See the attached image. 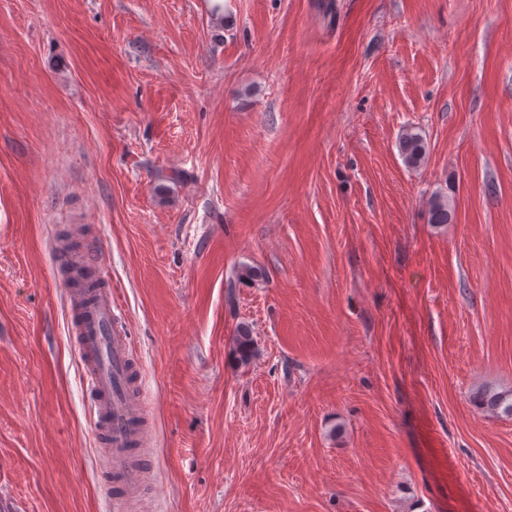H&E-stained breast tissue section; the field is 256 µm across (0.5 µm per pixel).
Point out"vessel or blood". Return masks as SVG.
<instances>
[{"label": "vessel or blood", "instance_id": "vessel-or-blood-1", "mask_svg": "<svg viewBox=\"0 0 512 512\" xmlns=\"http://www.w3.org/2000/svg\"><path fill=\"white\" fill-rule=\"evenodd\" d=\"M58 270L74 282L66 296L70 335L82 365V381L91 397L94 434L104 461L102 486L112 494V512H132L145 491L146 402L135 379L136 363L125 318L105 276L95 287L79 280L81 270L99 261V248L55 246Z\"/></svg>", "mask_w": 512, "mask_h": 512}]
</instances>
